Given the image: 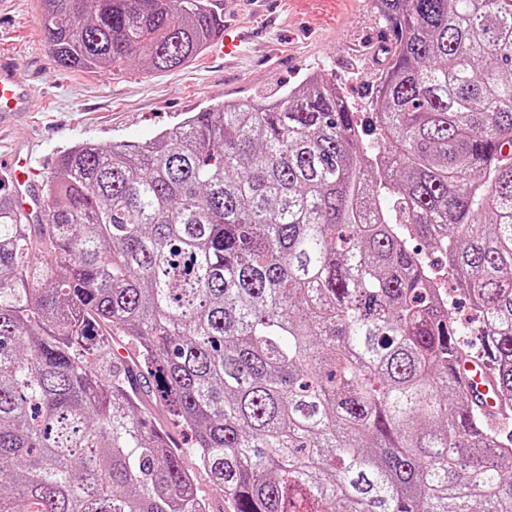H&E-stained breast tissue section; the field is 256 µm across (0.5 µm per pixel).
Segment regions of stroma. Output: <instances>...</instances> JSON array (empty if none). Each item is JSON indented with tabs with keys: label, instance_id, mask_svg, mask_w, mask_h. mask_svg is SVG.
<instances>
[{
	"label": "stroma",
	"instance_id": "1",
	"mask_svg": "<svg viewBox=\"0 0 512 512\" xmlns=\"http://www.w3.org/2000/svg\"><path fill=\"white\" fill-rule=\"evenodd\" d=\"M37 15L38 0H0V54L37 92L32 109L0 129V152H28L41 183L77 144L149 140L224 100L262 103L314 70L336 80L369 121L375 57L389 39L371 0H299L290 10L280 0H239L226 16L249 27L237 57L214 45L174 70L135 65L112 76L55 65Z\"/></svg>",
	"mask_w": 512,
	"mask_h": 512
}]
</instances>
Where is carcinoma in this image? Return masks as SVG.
<instances>
[{
	"mask_svg": "<svg viewBox=\"0 0 512 512\" xmlns=\"http://www.w3.org/2000/svg\"><path fill=\"white\" fill-rule=\"evenodd\" d=\"M373 2L371 142L313 74L71 148L43 224L0 181V512H211L188 453L225 512H512V0ZM37 21L54 63L114 75L224 33L216 0H41ZM485 359L491 425L457 373ZM184 461L187 468L195 472L199 493L208 500L214 512L222 511L223 508L226 510L223 491L210 482L206 473L197 466L195 458L192 455H186Z\"/></svg>",
	"mask_w": 512,
	"mask_h": 512,
	"instance_id": "1",
	"label": "carcinoma"
}]
</instances>
